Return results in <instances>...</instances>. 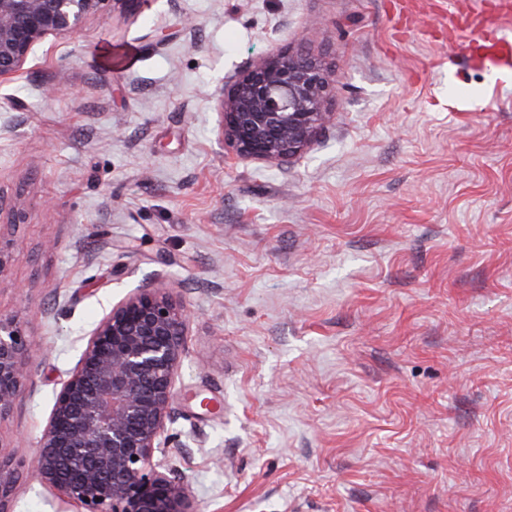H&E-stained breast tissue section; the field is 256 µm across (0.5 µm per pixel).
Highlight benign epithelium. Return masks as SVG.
Masks as SVG:
<instances>
[{
	"mask_svg": "<svg viewBox=\"0 0 512 512\" xmlns=\"http://www.w3.org/2000/svg\"><path fill=\"white\" fill-rule=\"evenodd\" d=\"M106 0H0V80L20 75L44 39L69 37ZM336 74L319 58L271 53L216 89L222 140L243 159L287 164L330 120ZM190 314L168 288H139L89 334L56 394L30 463L0 448V512H14L26 467L83 512H199L185 476L163 460L177 420ZM43 348L0 317V421L24 397Z\"/></svg>",
	"mask_w": 512,
	"mask_h": 512,
	"instance_id": "benign-epithelium-1",
	"label": "benign epithelium"
}]
</instances>
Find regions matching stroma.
I'll return each instance as SVG.
<instances>
[{"mask_svg":"<svg viewBox=\"0 0 512 512\" xmlns=\"http://www.w3.org/2000/svg\"><path fill=\"white\" fill-rule=\"evenodd\" d=\"M285 49L335 70L333 117L290 165L238 158L215 90ZM0 195V316L49 348L1 445L174 282L168 459L202 512H512V77L466 67L448 0L105 8L0 83ZM14 512L78 507L27 473Z\"/></svg>","mask_w":512,"mask_h":512,"instance_id":"35a3bbf8","label":"stroma"}]
</instances>
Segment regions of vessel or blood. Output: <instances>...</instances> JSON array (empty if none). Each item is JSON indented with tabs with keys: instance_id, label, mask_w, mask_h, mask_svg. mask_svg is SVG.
I'll return each mask as SVG.
<instances>
[{
	"instance_id": "1",
	"label": "vessel or blood",
	"mask_w": 512,
	"mask_h": 512,
	"mask_svg": "<svg viewBox=\"0 0 512 512\" xmlns=\"http://www.w3.org/2000/svg\"><path fill=\"white\" fill-rule=\"evenodd\" d=\"M501 0H495L492 10L502 11ZM461 16H472V36L465 44V57L471 66L495 72L512 70V35L503 34L496 20L489 18L492 10L470 13L465 0H459Z\"/></svg>"
}]
</instances>
